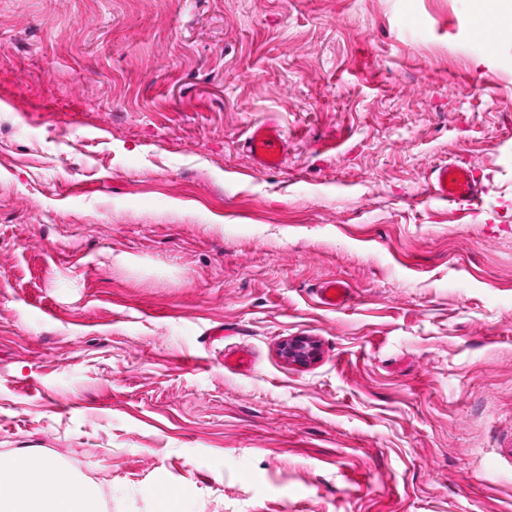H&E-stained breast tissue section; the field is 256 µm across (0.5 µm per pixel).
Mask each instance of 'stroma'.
Here are the masks:
<instances>
[{
    "mask_svg": "<svg viewBox=\"0 0 512 512\" xmlns=\"http://www.w3.org/2000/svg\"><path fill=\"white\" fill-rule=\"evenodd\" d=\"M472 10L0 0V453L107 512H512V35ZM243 147L258 166L280 167L286 153L285 131L277 119L268 117L252 126ZM430 189L436 199L448 202L449 208L456 209L479 201L485 192V187L471 170L455 164L437 167ZM349 292L350 288L336 280L325 282L317 289L320 304L332 309L345 306Z\"/></svg>",
    "mask_w": 512,
    "mask_h": 512,
    "instance_id": "obj_1",
    "label": "stroma"
}]
</instances>
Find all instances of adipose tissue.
<instances>
[{
  "instance_id": "adipose-tissue-1",
  "label": "adipose tissue",
  "mask_w": 512,
  "mask_h": 512,
  "mask_svg": "<svg viewBox=\"0 0 512 512\" xmlns=\"http://www.w3.org/2000/svg\"><path fill=\"white\" fill-rule=\"evenodd\" d=\"M0 512H102L94 489L51 458L0 455Z\"/></svg>"
}]
</instances>
